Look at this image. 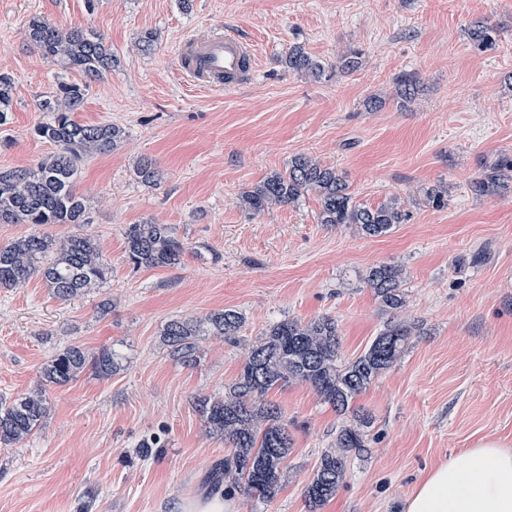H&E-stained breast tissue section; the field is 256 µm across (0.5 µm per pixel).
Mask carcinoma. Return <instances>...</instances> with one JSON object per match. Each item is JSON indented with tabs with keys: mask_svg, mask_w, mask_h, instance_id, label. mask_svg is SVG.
Segmentation results:
<instances>
[{
	"mask_svg": "<svg viewBox=\"0 0 512 512\" xmlns=\"http://www.w3.org/2000/svg\"><path fill=\"white\" fill-rule=\"evenodd\" d=\"M25 37L43 57L82 73L84 83H62L37 100L36 108L47 113L49 120L37 125L34 133L52 143L55 151L33 166L0 170V224H88L84 197L77 191L79 165L87 156L113 150L126 131L114 123H81L74 112L83 106L89 84L112 70L118 59L94 30L61 28L37 15L29 19ZM499 37L498 29L488 24L470 30L472 46L481 53L495 50ZM284 63L314 79L324 71L320 62L299 47L288 53ZM14 85L11 75L0 74V126L7 123ZM398 86L405 102L418 93L411 76L401 77ZM135 175L151 184L158 171L155 163L144 157L138 161ZM511 182L512 154L505 153L472 183L471 191L479 197H492ZM310 193L319 202L318 223L353 227L366 237L384 235L410 217L397 197L373 207L355 201L336 168L305 155L293 157L286 170L273 172L243 191L240 205L260 214L275 205L295 204ZM448 194V186L433 185L424 190L422 202L441 210L448 207ZM123 235L126 257L136 270L175 267L187 250L168 224H129ZM36 274L54 297L68 301L101 287L111 277L112 266L98 241L86 233L64 238L30 233L0 244V288L22 286ZM364 281L383 310L405 307L401 267L372 266ZM243 324L242 313L234 308L172 319L160 328L158 344L173 361L191 367L197 363L201 340L219 336L235 344ZM417 335L421 332L416 323L390 321L359 356L345 361L340 356L336 321L328 316L308 321L284 318L268 325L248 346L236 378L224 387V395L195 402L207 432L223 437L232 448L231 455L214 466L212 481L218 484L224 476L234 480L250 499L270 502L275 498L287 469L291 438L288 424L268 394L275 388L304 383L338 415L350 417L336 430L331 447L321 452L305 486L309 512H321L343 483L348 458L368 452L366 440L373 419L355 409L356 399L401 359L411 337ZM124 369L125 358L110 348L90 354L79 346H69L45 363L41 380L45 385H60L87 370L108 378ZM48 415L49 406L40 391L8 401L0 399V447L27 439Z\"/></svg>",
	"mask_w": 512,
	"mask_h": 512,
	"instance_id": "cac0c4a2",
	"label": "carcinoma"
}]
</instances>
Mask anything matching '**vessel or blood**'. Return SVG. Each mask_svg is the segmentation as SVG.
I'll list each match as a JSON object with an SVG mask.
<instances>
[{
  "mask_svg": "<svg viewBox=\"0 0 512 512\" xmlns=\"http://www.w3.org/2000/svg\"><path fill=\"white\" fill-rule=\"evenodd\" d=\"M178 70L191 85L210 91L242 86L257 68L253 45L231 34L201 31L176 49Z\"/></svg>",
  "mask_w": 512,
  "mask_h": 512,
  "instance_id": "obj_1",
  "label": "vessel or blood"
}]
</instances>
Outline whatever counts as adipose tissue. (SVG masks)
Segmentation results:
<instances>
[{
  "instance_id": "1",
  "label": "adipose tissue",
  "mask_w": 512,
  "mask_h": 512,
  "mask_svg": "<svg viewBox=\"0 0 512 512\" xmlns=\"http://www.w3.org/2000/svg\"><path fill=\"white\" fill-rule=\"evenodd\" d=\"M405 512H512V447L486 438L429 469Z\"/></svg>"
}]
</instances>
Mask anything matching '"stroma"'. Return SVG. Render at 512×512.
Masks as SVG:
<instances>
[{
  "label": "stroma",
  "mask_w": 512,
  "mask_h": 512,
  "mask_svg": "<svg viewBox=\"0 0 512 512\" xmlns=\"http://www.w3.org/2000/svg\"><path fill=\"white\" fill-rule=\"evenodd\" d=\"M35 15L104 37L118 64L91 83L75 118L118 124L126 137L80 166L88 224L44 228L94 235L112 277L66 302L37 276L0 288V394L40 387L41 367L71 345L114 348L126 368L44 388L41 428L0 447V512H171L180 498L206 495L210 469L231 449L206 435L195 400L223 395L247 344L284 318H333L342 359L361 353L390 319L362 279L379 263L403 267L402 315L422 333L358 398L373 417L369 453L348 461L321 512H403L429 468L484 438L512 445V189H470L512 152V0H99L92 11L85 0H0V72L15 79L0 168L53 152L34 133L45 119L35 101L59 80H83L27 44ZM478 22L498 27L494 52L474 50L468 32ZM216 26L251 40L258 55L250 83L220 93L185 82L175 59L184 37ZM144 31L158 37L150 56L136 47ZM295 45L324 63L320 79L285 67ZM352 49L360 66L340 70ZM404 73L419 81L405 105L396 93ZM373 96L385 101L376 112L365 107ZM296 155L335 167L358 202L399 197L409 220L366 237L318 223L313 195L259 215L240 207L242 191ZM144 156L156 163V184L133 174ZM439 183L449 188L442 210L421 202ZM146 220L172 226L187 247L180 265L127 263L123 229ZM225 307L245 318L238 345L208 338L193 367L159 347L167 321ZM269 398L293 440L282 487L269 503L229 480L224 492L236 512H309L305 485L342 419L305 384ZM150 436L162 449L141 457Z\"/></svg>",
  "instance_id": "35a3bbf8"
}]
</instances>
